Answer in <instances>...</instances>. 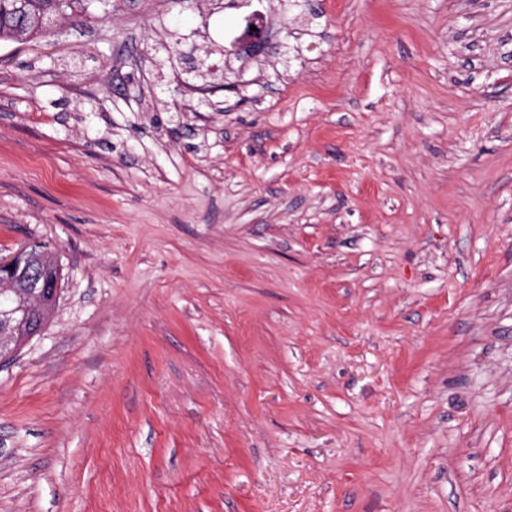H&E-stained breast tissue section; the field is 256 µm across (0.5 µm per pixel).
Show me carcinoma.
<instances>
[{
  "label": "carcinoma",
  "mask_w": 512,
  "mask_h": 512,
  "mask_svg": "<svg viewBox=\"0 0 512 512\" xmlns=\"http://www.w3.org/2000/svg\"><path fill=\"white\" fill-rule=\"evenodd\" d=\"M98 0H0V40H35L44 36L56 16L77 24L97 19Z\"/></svg>",
  "instance_id": "carcinoma-1"
}]
</instances>
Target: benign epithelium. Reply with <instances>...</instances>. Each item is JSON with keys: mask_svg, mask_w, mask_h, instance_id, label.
<instances>
[{"mask_svg": "<svg viewBox=\"0 0 512 512\" xmlns=\"http://www.w3.org/2000/svg\"><path fill=\"white\" fill-rule=\"evenodd\" d=\"M248 24L255 26L256 30L246 31L245 36L235 43L234 53H244L254 59L265 53L269 43V32L264 26L261 12L257 10L248 16ZM39 252L48 256L53 255L47 246L36 243L21 247L8 258L0 257V272L20 280L31 302V305L25 308L0 311V363L17 352L11 336L13 322L26 319L29 312L34 310V303L40 301L47 293V289L53 286V283L41 277L37 269L34 258Z\"/></svg>", "mask_w": 512, "mask_h": 512, "instance_id": "benign-epithelium-1", "label": "benign epithelium"}]
</instances>
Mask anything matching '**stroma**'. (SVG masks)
I'll use <instances>...</instances> for the list:
<instances>
[{"label": "stroma", "instance_id": "35a3bbf8", "mask_svg": "<svg viewBox=\"0 0 512 512\" xmlns=\"http://www.w3.org/2000/svg\"><path fill=\"white\" fill-rule=\"evenodd\" d=\"M54 30L0 41V254L62 273L0 512H512V0ZM248 26L245 36L234 45V53L246 54L250 58H258L265 53L269 43V32L264 26L263 16L260 11H253L248 17ZM250 25H254L257 31H251Z\"/></svg>", "mask_w": 512, "mask_h": 512}]
</instances>
